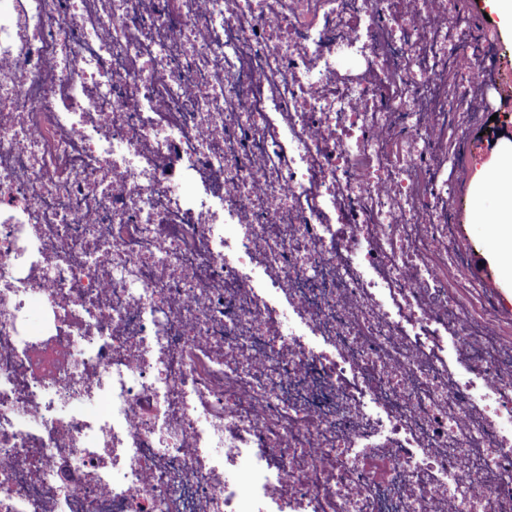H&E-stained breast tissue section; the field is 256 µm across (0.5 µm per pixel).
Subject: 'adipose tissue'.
I'll return each mask as SVG.
<instances>
[{"label":"adipose tissue","instance_id":"ef3b65f1","mask_svg":"<svg viewBox=\"0 0 512 512\" xmlns=\"http://www.w3.org/2000/svg\"><path fill=\"white\" fill-rule=\"evenodd\" d=\"M472 223L481 225L505 278L512 280V141H502L495 163L473 188Z\"/></svg>","mask_w":512,"mask_h":512}]
</instances>
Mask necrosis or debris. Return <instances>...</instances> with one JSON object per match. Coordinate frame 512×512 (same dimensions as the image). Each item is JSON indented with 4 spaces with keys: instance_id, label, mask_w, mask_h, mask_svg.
<instances>
[{
    "instance_id": "4bbe7bcc",
    "label": "necrosis or debris",
    "mask_w": 512,
    "mask_h": 512,
    "mask_svg": "<svg viewBox=\"0 0 512 512\" xmlns=\"http://www.w3.org/2000/svg\"><path fill=\"white\" fill-rule=\"evenodd\" d=\"M509 83L467 0H0V512H512ZM493 148L486 134L470 148L466 166L448 186V192L454 194L457 200V210L451 219L458 226L457 242L468 253L471 272L482 280L490 294L508 306L504 307V311L512 316L511 285L505 287L498 268L489 256L490 252L497 259L504 277L512 280V141L501 142L496 162L473 187L480 171L491 163ZM472 188L475 203L470 212ZM488 195L496 199L493 206H486L482 202ZM483 232L489 241V251Z\"/></svg>"
}]
</instances>
